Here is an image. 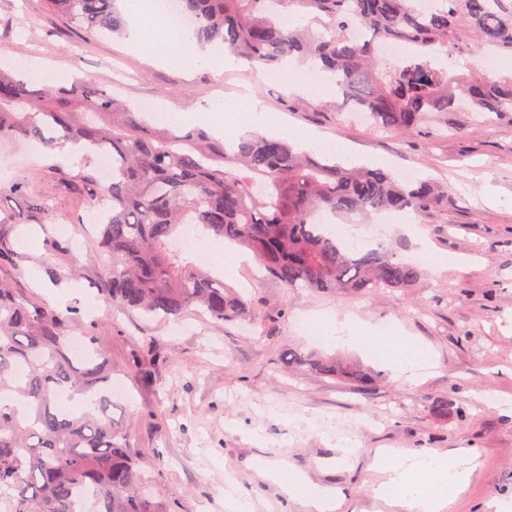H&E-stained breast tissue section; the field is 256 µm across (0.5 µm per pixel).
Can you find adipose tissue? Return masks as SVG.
<instances>
[{"mask_svg": "<svg viewBox=\"0 0 512 512\" xmlns=\"http://www.w3.org/2000/svg\"><path fill=\"white\" fill-rule=\"evenodd\" d=\"M129 16L128 47L169 68L233 65L232 57L215 46L200 47L187 28L170 16L167 0H122ZM346 340L363 344L369 352L383 359L394 371L406 374L419 367L420 354L407 337L399 335L368 336L354 325L341 328ZM474 467L470 455L445 459L431 452L397 454L386 482L378 486L375 497L390 501L401 512H446ZM264 475L280 484L306 512H334L336 491L288 475V463L279 460L265 467Z\"/></svg>", "mask_w": 512, "mask_h": 512, "instance_id": "1", "label": "adipose tissue"}]
</instances>
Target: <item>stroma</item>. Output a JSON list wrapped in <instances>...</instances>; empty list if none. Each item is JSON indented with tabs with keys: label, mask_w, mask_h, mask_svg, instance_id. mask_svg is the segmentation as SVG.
Listing matches in <instances>:
<instances>
[{
	"label": "stroma",
	"mask_w": 512,
	"mask_h": 512,
	"mask_svg": "<svg viewBox=\"0 0 512 512\" xmlns=\"http://www.w3.org/2000/svg\"><path fill=\"white\" fill-rule=\"evenodd\" d=\"M123 33L93 35L49 9L46 0H0V66L56 67L65 78L91 77L130 105L148 99L158 111L182 113L186 127L212 101L234 104L249 92L282 126L312 129L342 145V160L410 171L448 193V205L422 218L382 217L361 225L360 237L383 229L386 247L403 259L428 249L418 283L399 292L315 293L261 279L256 262L242 263L228 282L247 291L263 314L257 327L217 325L189 317L160 322L113 306L102 292L104 268L94 259L107 206L97 182L66 190L82 162L60 161L55 150L30 142L0 145V179L31 181L46 197L45 234L18 226V267L0 272L28 298L79 311L96 333L126 397L111 415L121 426L152 493L170 512H224V478L232 476L254 512H303L262 466L288 458L310 481L336 488L335 512H396L372 495L392 450L470 453L477 460L449 512H485L488 502L512 512V115L480 124L452 112L421 133L394 136L358 120L330 93L310 97L272 81L262 68L166 69L127 50ZM428 243L420 245L415 229ZM70 240L67 255L50 254L45 236ZM58 266L57 281L34 286L30 266ZM288 316L278 319L280 307ZM318 324L310 336L304 323ZM373 332L386 328L424 351L415 378L388 368L357 344L333 342L337 324ZM339 353L380 372L367 394L285 366L282 350ZM143 369L131 370L134 359ZM447 398L448 417L431 414ZM465 416H457L456 408ZM314 426L294 427L298 416ZM357 445L344 456V439Z\"/></svg>",
	"instance_id": "35a3bbf8"
}]
</instances>
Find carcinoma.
Wrapping results in <instances>:
<instances>
[{
  "label": "carcinoma",
  "mask_w": 512,
  "mask_h": 512,
  "mask_svg": "<svg viewBox=\"0 0 512 512\" xmlns=\"http://www.w3.org/2000/svg\"><path fill=\"white\" fill-rule=\"evenodd\" d=\"M114 0H47L51 10L89 31L115 32ZM265 0H176L200 41L217 42L251 67L270 71L295 58L337 78L343 99L395 135L420 130L436 113L473 112L486 119L512 112V76L478 70L450 75L437 66L439 47L452 52L468 38L473 51L512 54V0H442L421 14L412 0H279L295 16L284 29ZM319 21L323 31L311 28ZM358 23L371 34L350 39ZM415 46L397 64L383 61L377 42ZM36 139L87 152L81 182L95 181V158L112 157L110 214L98 259L102 288L128 311L213 323L261 319L224 279L188 264L174 247L183 225L207 240L249 250L267 277L285 288L315 292L404 291L419 266L393 250L353 252L327 223L386 212L422 216L448 205L431 181L398 179L389 170L347 167L336 156L301 151L260 135L230 146L201 129L174 130L112 97L89 78L50 88L0 71V142ZM24 201L14 224L40 221L46 199L23 181L0 180V197ZM8 224L0 222V271L17 266ZM288 366L350 380L370 391L378 374L317 352L293 351ZM28 374H14L18 363ZM112 366L99 338L73 310L37 303L0 279V512H167L145 492L148 478L127 438L108 415Z\"/></svg>",
  "instance_id": "carcinoma-1"
}]
</instances>
